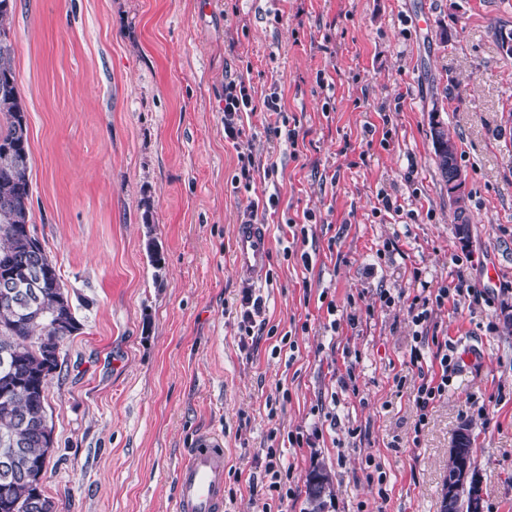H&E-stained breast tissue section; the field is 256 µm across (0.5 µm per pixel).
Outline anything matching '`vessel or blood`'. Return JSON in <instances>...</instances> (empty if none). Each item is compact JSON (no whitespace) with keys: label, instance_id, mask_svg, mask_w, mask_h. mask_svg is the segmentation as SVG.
<instances>
[{"label":"vessel or blood","instance_id":"vessel-or-blood-1","mask_svg":"<svg viewBox=\"0 0 512 512\" xmlns=\"http://www.w3.org/2000/svg\"><path fill=\"white\" fill-rule=\"evenodd\" d=\"M271 258V245L263 225L241 219L236 226L233 266L248 284L259 282ZM224 450L218 441L201 439L176 472L174 512H224Z\"/></svg>","mask_w":512,"mask_h":512}]
</instances>
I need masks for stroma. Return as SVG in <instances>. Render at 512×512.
<instances>
[{"label": "stroma", "mask_w": 512, "mask_h": 512, "mask_svg": "<svg viewBox=\"0 0 512 512\" xmlns=\"http://www.w3.org/2000/svg\"><path fill=\"white\" fill-rule=\"evenodd\" d=\"M499 25L512 28V0H15L31 223L81 304L46 390L42 490L56 512H172L177 466L207 434L226 451L225 512H259L266 487L249 479L274 427L312 441L279 450L283 512H303L318 464L333 475L326 512H440L463 424L483 512H512V59ZM236 76L255 99L278 92L299 132L280 143L263 114L244 115L253 155L277 166L246 190L224 140ZM434 119L467 174L465 238ZM273 193L270 276L255 291L277 333L244 351L235 230ZM458 278L473 294L433 304ZM420 295L425 342L409 311ZM436 336L453 357L448 391L419 429L410 354L431 367Z\"/></svg>", "instance_id": "35a3bbf8"}]
</instances>
